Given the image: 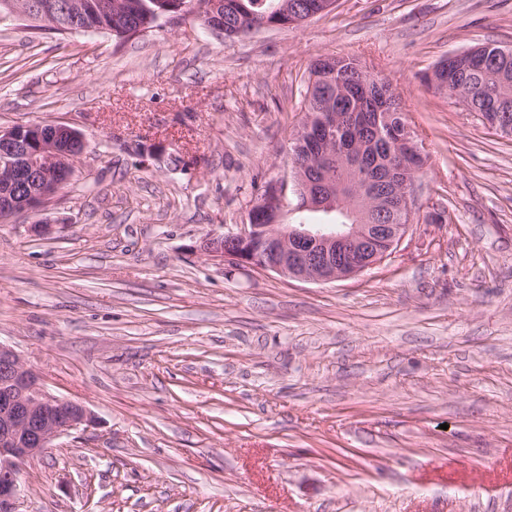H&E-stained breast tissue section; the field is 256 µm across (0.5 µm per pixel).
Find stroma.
I'll return each mask as SVG.
<instances>
[{
    "mask_svg": "<svg viewBox=\"0 0 512 512\" xmlns=\"http://www.w3.org/2000/svg\"><path fill=\"white\" fill-rule=\"evenodd\" d=\"M483 45L512 47V0H338L234 40L0 24V127L89 144L0 221V343L97 417L26 465L19 512H512V138L423 81ZM332 54L429 156L401 245L331 282L197 252L290 167Z\"/></svg>",
    "mask_w": 512,
    "mask_h": 512,
    "instance_id": "35a3bbf8",
    "label": "stroma"
}]
</instances>
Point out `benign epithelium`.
Listing matches in <instances>:
<instances>
[{"instance_id":"benign-epithelium-1","label":"benign epithelium","mask_w":512,"mask_h":512,"mask_svg":"<svg viewBox=\"0 0 512 512\" xmlns=\"http://www.w3.org/2000/svg\"><path fill=\"white\" fill-rule=\"evenodd\" d=\"M55 16L43 11L9 8L8 17L47 23L69 33L86 30L84 0H58ZM342 130L323 122L316 137L332 150L341 144ZM86 149L83 134L61 122L18 124L0 128V219L15 213L34 214L51 200L74 172V162ZM423 155L411 127H401L394 143L398 170ZM282 211L288 192L308 185L306 169L293 167L279 179ZM410 224H241L237 231L204 238L199 248L214 260L251 267L302 281L328 282L356 276L380 263L400 244ZM96 424L82 403L48 392L39 373L10 347L0 343V512H18L20 474L29 459L45 453L53 442Z\"/></svg>"}]
</instances>
